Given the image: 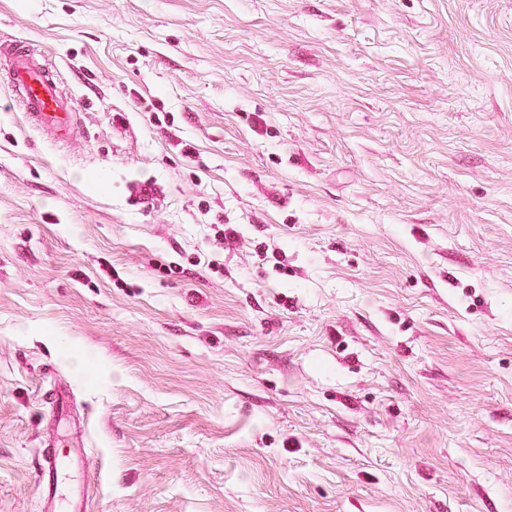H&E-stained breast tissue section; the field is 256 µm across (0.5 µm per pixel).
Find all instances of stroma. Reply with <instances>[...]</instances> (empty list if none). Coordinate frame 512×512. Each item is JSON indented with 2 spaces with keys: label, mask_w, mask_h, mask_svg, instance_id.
Returning a JSON list of instances; mask_svg holds the SVG:
<instances>
[{
  "label": "stroma",
  "mask_w": 512,
  "mask_h": 512,
  "mask_svg": "<svg viewBox=\"0 0 512 512\" xmlns=\"http://www.w3.org/2000/svg\"><path fill=\"white\" fill-rule=\"evenodd\" d=\"M0 512H512V0H0ZM9 59L8 79L30 121L59 140H72L80 130V117L57 78L37 64L26 46L0 40V57ZM67 469V463L53 451L42 457L38 474V485L42 491L48 512L56 511L60 500V478Z\"/></svg>",
  "instance_id": "1"
}]
</instances>
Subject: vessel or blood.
Wrapping results in <instances>:
<instances>
[{
	"mask_svg": "<svg viewBox=\"0 0 512 512\" xmlns=\"http://www.w3.org/2000/svg\"><path fill=\"white\" fill-rule=\"evenodd\" d=\"M8 57V79L30 121L50 131L57 139L71 140L80 130V117L71 99L65 95L55 76L37 64L26 46L0 40V57ZM66 462L54 452L45 454L39 468L38 485L49 512H57L60 478Z\"/></svg>",
	"mask_w": 512,
	"mask_h": 512,
	"instance_id": "1",
	"label": "vessel or blood"
}]
</instances>
